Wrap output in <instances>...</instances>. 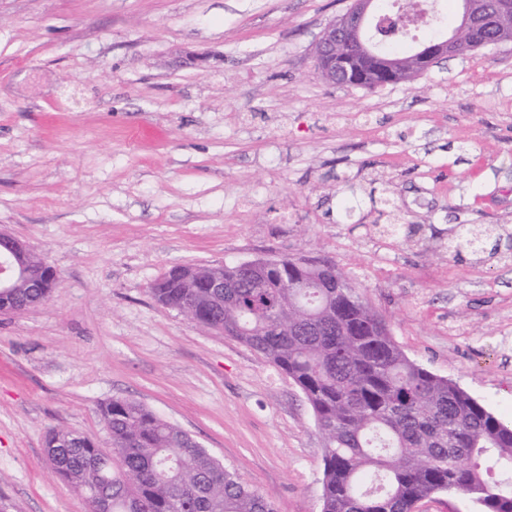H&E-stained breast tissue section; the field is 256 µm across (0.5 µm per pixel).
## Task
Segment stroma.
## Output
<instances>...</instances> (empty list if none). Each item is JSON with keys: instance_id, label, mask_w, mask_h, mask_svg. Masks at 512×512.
Here are the masks:
<instances>
[{"instance_id": "35a3bbf8", "label": "stroma", "mask_w": 512, "mask_h": 512, "mask_svg": "<svg viewBox=\"0 0 512 512\" xmlns=\"http://www.w3.org/2000/svg\"><path fill=\"white\" fill-rule=\"evenodd\" d=\"M349 4L0 0V231L59 275L43 304L0 313V512H87L44 440L108 447L115 398L276 512H319L304 394L158 302L175 265L330 260L410 360L512 422V43L335 85L312 47ZM462 226L491 229L484 253L449 249Z\"/></svg>"}]
</instances>
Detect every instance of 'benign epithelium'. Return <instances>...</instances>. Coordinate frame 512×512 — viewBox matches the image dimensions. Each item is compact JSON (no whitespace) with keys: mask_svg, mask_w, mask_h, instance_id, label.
Listing matches in <instances>:
<instances>
[{"mask_svg":"<svg viewBox=\"0 0 512 512\" xmlns=\"http://www.w3.org/2000/svg\"><path fill=\"white\" fill-rule=\"evenodd\" d=\"M458 4L460 21L457 27L447 36L424 43L417 50L422 69L427 70L447 58L460 36L467 35L473 40L492 28L495 20L512 13V0H494L490 7L483 0H458ZM374 15V0H353L351 9L325 27L317 41L320 53L315 55V59L318 71L326 80L336 76L348 79L347 64L351 51L365 54L377 68L387 67L390 58L372 49L366 38L368 22ZM29 252L23 242L0 233V299L10 297L23 282L30 288L47 289L57 284V272L52 266L46 265L38 273L29 268L25 262Z\"/></svg>","mask_w":512,"mask_h":512,"instance_id":"benign-epithelium-1","label":"benign epithelium"}]
</instances>
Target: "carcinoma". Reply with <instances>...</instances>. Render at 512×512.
Segmentation results:
<instances>
[{"label":"carcinoma","mask_w":512,"mask_h":512,"mask_svg":"<svg viewBox=\"0 0 512 512\" xmlns=\"http://www.w3.org/2000/svg\"><path fill=\"white\" fill-rule=\"evenodd\" d=\"M378 43L399 61L367 72L364 87L420 74L398 35ZM488 235L461 228L449 247L485 250ZM200 270L174 266L151 291L163 305L220 319L224 334L264 355L309 402L324 440L320 512H413L439 493L468 497L479 512H512V424L456 382L407 358L352 279L326 260L288 274L224 265L228 288L202 287ZM111 446L76 431H50L55 475L102 512H275L189 434L131 399L99 408Z\"/></svg>","instance_id":"1"}]
</instances>
